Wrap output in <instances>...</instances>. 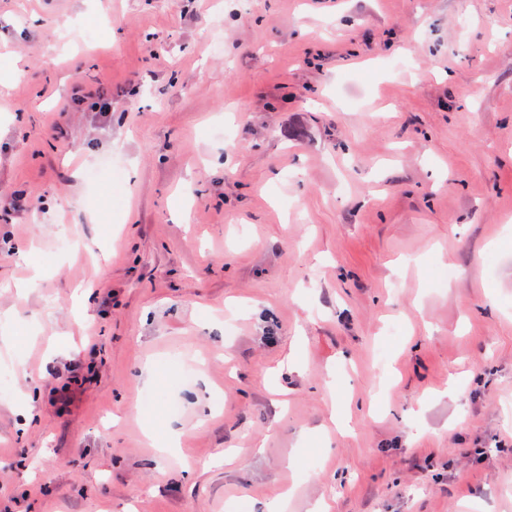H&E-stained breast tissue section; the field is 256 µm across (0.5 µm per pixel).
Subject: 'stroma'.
<instances>
[{"label": "stroma", "mask_w": 512, "mask_h": 512, "mask_svg": "<svg viewBox=\"0 0 512 512\" xmlns=\"http://www.w3.org/2000/svg\"><path fill=\"white\" fill-rule=\"evenodd\" d=\"M16 190L0 512H512V0H0ZM73 103L89 104L94 112H112V95L104 93L100 87L85 88L82 95L73 98Z\"/></svg>", "instance_id": "1"}]
</instances>
